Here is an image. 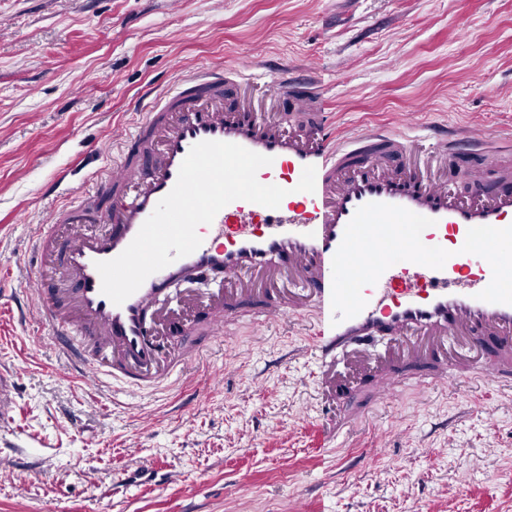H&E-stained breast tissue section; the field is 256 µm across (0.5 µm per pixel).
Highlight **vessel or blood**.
Here are the masks:
<instances>
[{"mask_svg":"<svg viewBox=\"0 0 512 512\" xmlns=\"http://www.w3.org/2000/svg\"><path fill=\"white\" fill-rule=\"evenodd\" d=\"M224 70L213 67L184 75L161 105L134 130L117 129L119 161L102 177L112 198L106 212L85 199L53 212L56 224L80 225L102 218L103 235L81 233L56 251L53 231L33 251L59 255L74 285L70 312L54 294L31 279L26 294L44 325L64 339V355L81 377L101 372L139 389L169 385L174 369L195 340L215 338L243 316L269 324L292 317L321 367L317 386L323 398L343 405L354 386L396 392L405 369L391 364L341 385L331 372L337 351L381 335L401 339L408 362L420 358L421 342L459 343L479 337L484 358L434 356L415 372L420 388L453 381L485 380L512 395V283L501 273L495 247L512 243V159L492 153V178L468 196L450 180H426L414 158L420 143L451 158L481 145L482 130L434 127L411 135L419 123L406 114L401 127H357L336 134L323 113L297 123L305 100L294 99L280 123L261 125L224 106ZM222 141L271 157L259 181L287 189L271 209L236 200L213 222L197 229L201 245L150 275L122 304L101 291L96 262L120 255L158 202L174 187L193 145ZM316 169L314 192L297 191L306 166ZM207 273L223 274L222 293L208 303L205 317L167 308L161 320L150 309L170 284ZM24 370L0 368V414L14 380Z\"/></svg>","mask_w":512,"mask_h":512,"instance_id":"obj_1","label":"vessel or blood"}]
</instances>
